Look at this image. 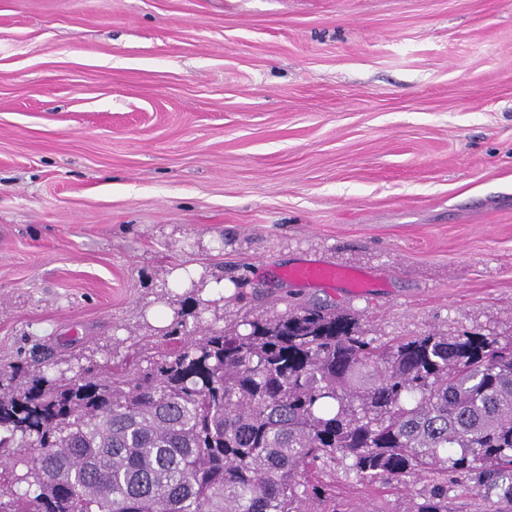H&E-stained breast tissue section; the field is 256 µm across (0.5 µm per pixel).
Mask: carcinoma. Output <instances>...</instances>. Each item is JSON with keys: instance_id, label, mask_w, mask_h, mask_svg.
<instances>
[{"instance_id": "carcinoma-1", "label": "carcinoma", "mask_w": 512, "mask_h": 512, "mask_svg": "<svg viewBox=\"0 0 512 512\" xmlns=\"http://www.w3.org/2000/svg\"><path fill=\"white\" fill-rule=\"evenodd\" d=\"M191 301L145 367L0 368V512H348L338 464L426 480L408 512H512V338L378 343L315 303L203 328Z\"/></svg>"}]
</instances>
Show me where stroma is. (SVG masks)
I'll return each mask as SVG.
<instances>
[{
    "instance_id": "1",
    "label": "stroma",
    "mask_w": 512,
    "mask_h": 512,
    "mask_svg": "<svg viewBox=\"0 0 512 512\" xmlns=\"http://www.w3.org/2000/svg\"><path fill=\"white\" fill-rule=\"evenodd\" d=\"M178 266L234 284L220 327L512 336V0H0V366L125 359ZM290 277L301 284L334 286L347 283L352 288H361L363 278L325 261H306L289 271Z\"/></svg>"
}]
</instances>
